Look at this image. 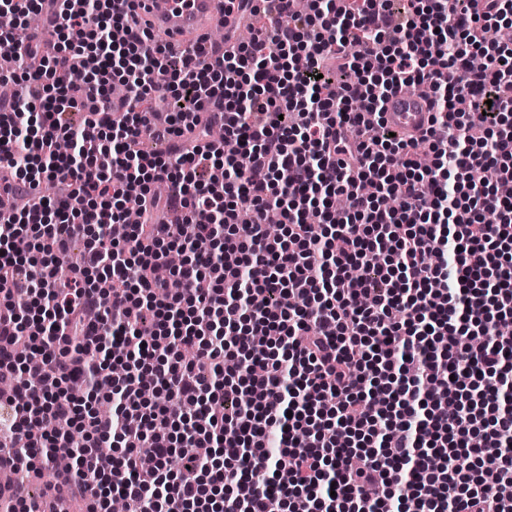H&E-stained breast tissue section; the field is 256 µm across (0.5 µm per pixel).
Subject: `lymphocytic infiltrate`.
Masks as SVG:
<instances>
[{
	"label": "lymphocytic infiltrate",
	"mask_w": 512,
	"mask_h": 512,
	"mask_svg": "<svg viewBox=\"0 0 512 512\" xmlns=\"http://www.w3.org/2000/svg\"><path fill=\"white\" fill-rule=\"evenodd\" d=\"M134 2L0 0L60 18L49 55L0 30L21 88L0 112L5 193L69 188L0 214L12 512H36L29 486L60 453L72 512H512V46L494 37L512 0H312L303 17L236 0L260 27L212 59L171 53ZM409 87L434 112L407 142L378 124ZM146 133L164 155L132 150ZM130 203L142 221L115 240Z\"/></svg>",
	"instance_id": "obj_1"
}]
</instances>
